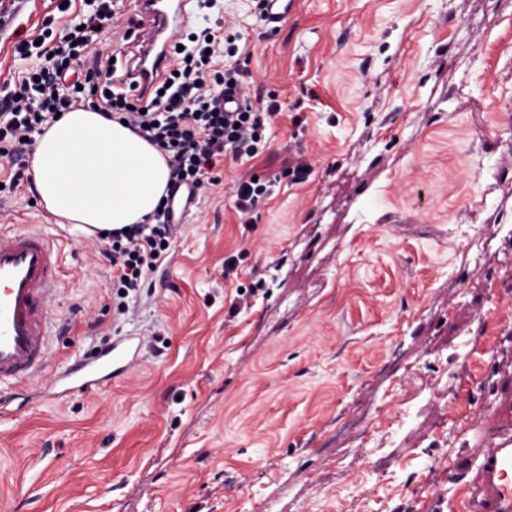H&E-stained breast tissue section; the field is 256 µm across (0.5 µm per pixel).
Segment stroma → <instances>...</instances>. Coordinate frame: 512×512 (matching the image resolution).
<instances>
[{
	"mask_svg": "<svg viewBox=\"0 0 512 512\" xmlns=\"http://www.w3.org/2000/svg\"><path fill=\"white\" fill-rule=\"evenodd\" d=\"M58 3L17 4L0 85L17 41L90 8ZM221 5L253 106L280 112L262 153L216 166L128 320L93 237L25 183L0 207L53 242L65 329L47 373L101 332L138 348L102 388L48 405L34 386L0 413V505L465 512L512 409V0H296L274 30L254 0ZM271 174L241 223L237 186Z\"/></svg>",
	"mask_w": 512,
	"mask_h": 512,
	"instance_id": "1",
	"label": "stroma"
}]
</instances>
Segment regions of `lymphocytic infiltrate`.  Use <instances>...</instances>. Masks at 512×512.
Returning <instances> with one entry per match:
<instances>
[{
  "label": "lymphocytic infiltrate",
  "mask_w": 512,
  "mask_h": 512,
  "mask_svg": "<svg viewBox=\"0 0 512 512\" xmlns=\"http://www.w3.org/2000/svg\"><path fill=\"white\" fill-rule=\"evenodd\" d=\"M83 14L79 28L65 31L45 46L21 40L19 59L38 56L39 65L25 68L13 83L0 87V158L12 164L9 188L27 177L24 156L29 139L43 134L61 115L82 103L108 120L126 121L133 132L157 146L167 157L170 181L164 203L158 204L148 224L99 232L102 256L112 267V300L117 315L130 313L129 302L140 295L147 271L170 252L176 225L170 224L176 190L205 191L214 184L213 170L225 156L255 157L266 144L265 133L278 113L276 103L259 110L250 103L230 107L231 95L244 91L241 70L230 59L238 52L236 38L225 35L229 62L217 68L209 49L215 26L204 25L188 35L174 66L155 83L150 94L139 93L130 64L92 55L98 28L114 24L120 13L115 0H96ZM104 75L87 100L75 71Z\"/></svg>",
  "instance_id": "obj_1"
}]
</instances>
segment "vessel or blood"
I'll return each mask as SVG.
<instances>
[{"instance_id": "obj_1", "label": "vessel or blood", "mask_w": 512, "mask_h": 512, "mask_svg": "<svg viewBox=\"0 0 512 512\" xmlns=\"http://www.w3.org/2000/svg\"><path fill=\"white\" fill-rule=\"evenodd\" d=\"M144 38L137 75L150 90L157 73L169 63L170 45L185 22L184 0H138ZM53 249L35 230L0 227V389H18L37 382L48 365V344L55 334L53 306L60 284ZM134 357L129 346L115 342L76 369L59 371L45 399L62 401L111 382L129 369ZM512 462V420L499 427L482 455L470 491L477 512H512V495L498 482L503 465Z\"/></svg>"}]
</instances>
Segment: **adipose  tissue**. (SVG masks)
<instances>
[{"instance_id": "obj_1", "label": "adipose tissue", "mask_w": 512, "mask_h": 512, "mask_svg": "<svg viewBox=\"0 0 512 512\" xmlns=\"http://www.w3.org/2000/svg\"><path fill=\"white\" fill-rule=\"evenodd\" d=\"M169 174L156 146L90 108L65 112L38 136L30 164L41 205L85 234L146 223Z\"/></svg>"}]
</instances>
